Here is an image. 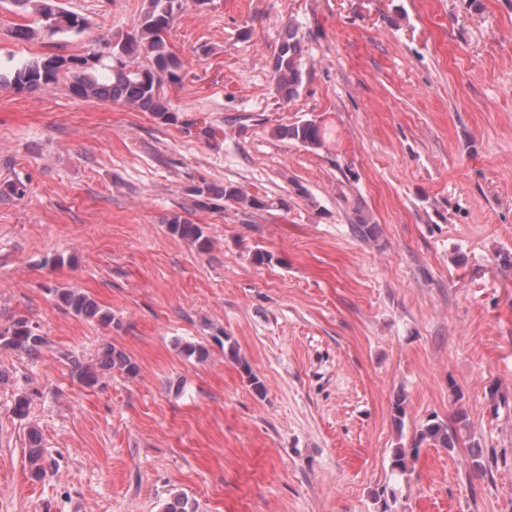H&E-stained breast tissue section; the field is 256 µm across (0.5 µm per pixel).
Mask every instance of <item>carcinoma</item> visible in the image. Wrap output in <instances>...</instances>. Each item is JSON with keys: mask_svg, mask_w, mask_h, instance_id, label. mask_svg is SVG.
Here are the masks:
<instances>
[{"mask_svg": "<svg viewBox=\"0 0 512 512\" xmlns=\"http://www.w3.org/2000/svg\"><path fill=\"white\" fill-rule=\"evenodd\" d=\"M11 3L21 10L34 6L39 16V32L46 38L79 36L86 30L84 17L55 4L54 0H11ZM182 5L183 0H148L145 11L133 29L102 40L96 49L85 56H47L29 61L8 75L0 73V87L17 91H41L57 84L60 77L69 76L73 79V92L80 97L121 102L141 112L150 113L162 124L176 122L178 116L171 109L165 87L181 81L182 62L170 50L165 35ZM302 58V38L298 28L290 25L281 37L271 62L275 87L288 101L298 95L302 84ZM276 135L316 149L323 147L326 141L325 129L312 120L280 127ZM189 194L192 205L199 208H209L221 200L233 204L244 214L266 207V203L239 185L228 184L218 188L204 182L192 187ZM168 230L201 252H207L212 247L203 226L192 224L178 214L168 220ZM56 295L74 315L96 317L104 325L112 323V314L102 309L87 294L58 290ZM224 340L228 341L227 355L247 374L253 390L262 393V382L253 375L248 364L238 358L237 349L229 342V337H224ZM45 344V337L25 319H18L0 330L1 348L20 351L31 358L38 357ZM68 360L77 381L89 386L97 381L91 366L75 356L68 357ZM100 367L117 370L129 377L139 371L136 362L113 347L104 353ZM30 442L28 462L31 476L40 479L46 469L37 434L30 435ZM424 442L452 451L457 443V430L438 418L427 420L410 447L400 446L392 450L391 471L399 476L409 473L411 463L418 457Z\"/></svg>", "mask_w": 512, "mask_h": 512, "instance_id": "cac0c4a2", "label": "carcinoma"}]
</instances>
